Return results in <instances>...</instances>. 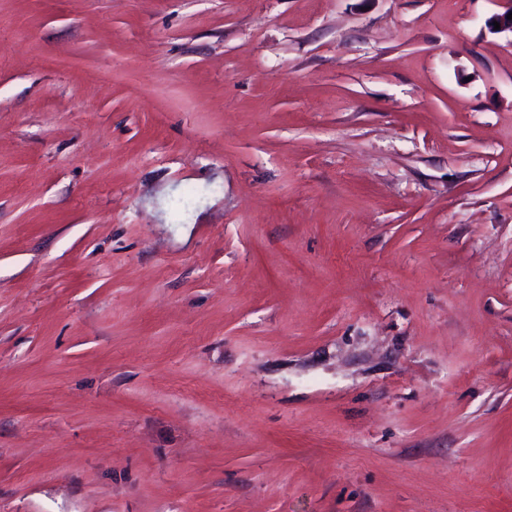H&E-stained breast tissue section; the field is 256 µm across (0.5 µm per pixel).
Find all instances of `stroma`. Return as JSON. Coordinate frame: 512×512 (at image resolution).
I'll return each mask as SVG.
<instances>
[{"mask_svg":"<svg viewBox=\"0 0 512 512\" xmlns=\"http://www.w3.org/2000/svg\"><path fill=\"white\" fill-rule=\"evenodd\" d=\"M497 0H0V512H512Z\"/></svg>","mask_w":512,"mask_h":512,"instance_id":"35a3bbf8","label":"stroma"}]
</instances>
